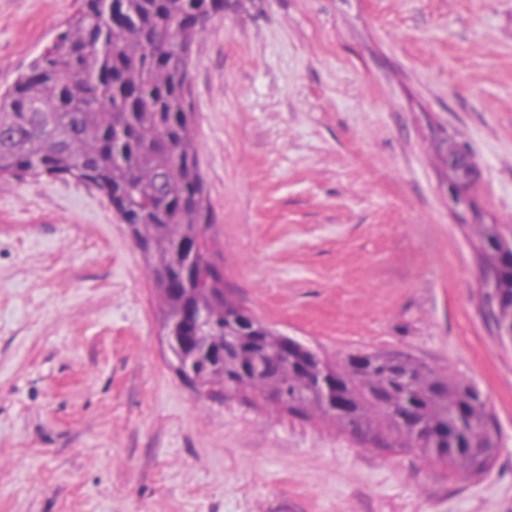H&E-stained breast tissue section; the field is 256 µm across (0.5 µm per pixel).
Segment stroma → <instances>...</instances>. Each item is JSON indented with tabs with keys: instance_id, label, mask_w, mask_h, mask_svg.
I'll use <instances>...</instances> for the list:
<instances>
[{
	"instance_id": "35a3bbf8",
	"label": "stroma",
	"mask_w": 512,
	"mask_h": 512,
	"mask_svg": "<svg viewBox=\"0 0 512 512\" xmlns=\"http://www.w3.org/2000/svg\"><path fill=\"white\" fill-rule=\"evenodd\" d=\"M74 0H0V87ZM224 281L330 362L403 353L474 381L497 457L462 478L171 367L146 261L74 178L0 179V512H512V345L479 308L512 226V0H227L192 47ZM477 172L448 202V144Z\"/></svg>"
}]
</instances>
